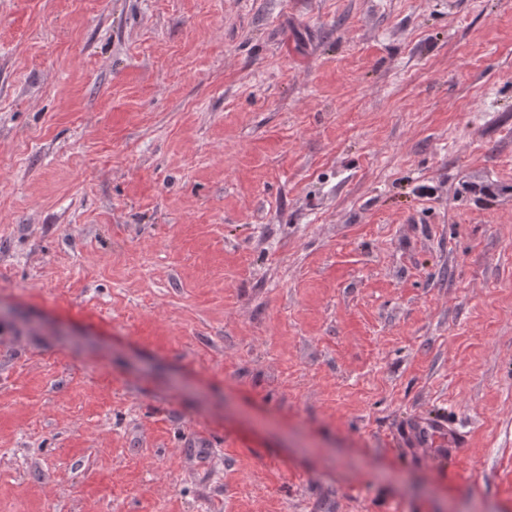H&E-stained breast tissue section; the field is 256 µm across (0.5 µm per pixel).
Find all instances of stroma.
I'll return each instance as SVG.
<instances>
[{"label":"stroma","mask_w":512,"mask_h":512,"mask_svg":"<svg viewBox=\"0 0 512 512\" xmlns=\"http://www.w3.org/2000/svg\"><path fill=\"white\" fill-rule=\"evenodd\" d=\"M0 512H512V0H0ZM405 448H433L440 456H456L461 446V436L448 422L434 417L418 415L408 421L400 433Z\"/></svg>","instance_id":"35a3bbf8"}]
</instances>
